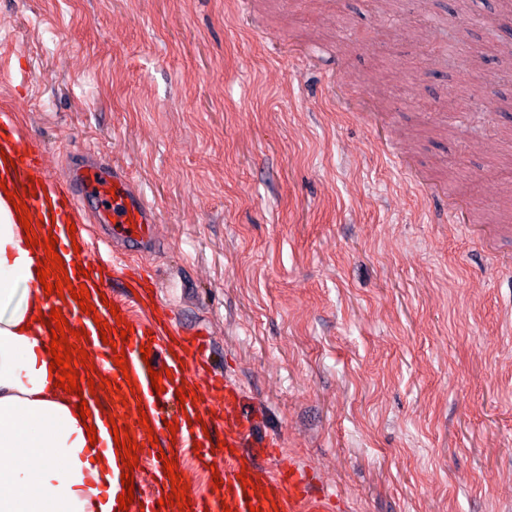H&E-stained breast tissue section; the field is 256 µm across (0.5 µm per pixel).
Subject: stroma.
<instances>
[{
  "instance_id": "35a3bbf8",
  "label": "stroma",
  "mask_w": 512,
  "mask_h": 512,
  "mask_svg": "<svg viewBox=\"0 0 512 512\" xmlns=\"http://www.w3.org/2000/svg\"><path fill=\"white\" fill-rule=\"evenodd\" d=\"M469 3L0 0V108L58 184L127 172L160 304L339 512H512V68Z\"/></svg>"
}]
</instances>
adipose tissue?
<instances>
[{
    "label": "adipose tissue",
    "mask_w": 512,
    "mask_h": 512,
    "mask_svg": "<svg viewBox=\"0 0 512 512\" xmlns=\"http://www.w3.org/2000/svg\"><path fill=\"white\" fill-rule=\"evenodd\" d=\"M26 237L0 194V512H114L125 467L111 452L91 456L98 415L81 417L49 374L37 322L46 295Z\"/></svg>",
    "instance_id": "adipose-tissue-1"
}]
</instances>
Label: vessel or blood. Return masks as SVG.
Listing matches in <instances>:
<instances>
[{"label":"vessel or blood","mask_w":512,"mask_h":512,"mask_svg":"<svg viewBox=\"0 0 512 512\" xmlns=\"http://www.w3.org/2000/svg\"><path fill=\"white\" fill-rule=\"evenodd\" d=\"M36 158L26 149V141L7 113H0V181L26 203L38 224L39 239H54L56 250L73 287H87L96 316L86 315L72 296H50L47 307H57L70 328L85 330L86 338L79 348L92 353L96 372L115 385L106 407L110 418L103 421L98 455H105L114 442V430L128 427L138 444V463L132 471L134 479L150 472L149 488L136 495L128 512H335L334 494L317 490L308 470L296 465L276 467L269 475L255 478V471L267 460L277 459V441L255 442L254 419L244 408V389L215 375L201 382L209 363V343L204 336L185 330L168 332L157 325L161 310L152 281L141 277L121 280L122 292H110L102 276L101 261L88 248L74 250L69 230L84 206L86 179L74 170L69 185L57 188L54 181L37 174ZM105 203L95 209V220L103 224L114 239L124 243L128 253L140 254L153 246L151 214L128 188L120 174L105 177L102 183ZM130 325L128 335L117 333L118 320ZM106 321L112 331V345H105L97 328ZM149 355H142V346ZM124 349L127 371L115 366L117 349ZM163 374V392H155L150 371ZM206 375V374H205ZM195 393L196 403L181 404L177 390ZM224 413L223 425H216L214 410ZM147 415L148 425H139L140 415ZM177 431H169L170 423ZM157 436L158 446H151L150 436ZM178 464L193 461L203 473L217 472L220 487H206L192 495L185 508L166 505L171 493L165 459Z\"/></svg>","instance_id":"b4317fda"}]
</instances>
